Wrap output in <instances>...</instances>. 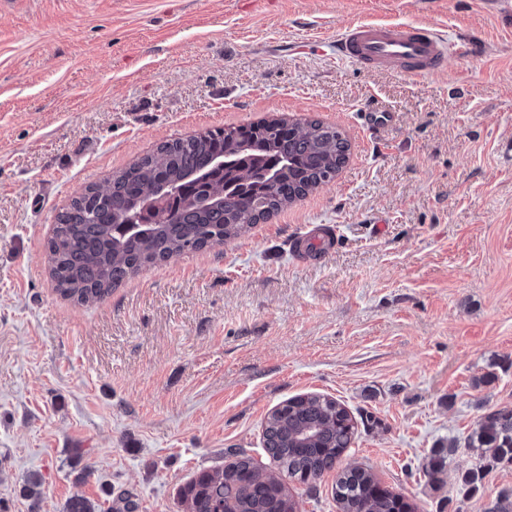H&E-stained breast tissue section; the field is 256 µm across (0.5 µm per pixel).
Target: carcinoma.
Listing matches in <instances>:
<instances>
[{
	"label": "carcinoma",
	"mask_w": 512,
	"mask_h": 512,
	"mask_svg": "<svg viewBox=\"0 0 512 512\" xmlns=\"http://www.w3.org/2000/svg\"><path fill=\"white\" fill-rule=\"evenodd\" d=\"M349 143L338 128L315 119L282 118L207 130L160 144L104 185L87 186L58 217L47 242L60 293L85 305L103 300L139 269L246 232L331 182ZM357 422L333 398L287 399L268 415L262 432L266 456L292 481L307 484L333 471L352 447ZM467 447L493 464L512 466V408L485 413ZM436 450L429 474L442 473ZM222 468L196 473L179 494L190 512H286L297 506L288 487L243 450ZM340 512H414L404 497L383 487L368 469L336 476ZM65 512H98L83 495Z\"/></svg>",
	"instance_id": "cac0c4a2"
}]
</instances>
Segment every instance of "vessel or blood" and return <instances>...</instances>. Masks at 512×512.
Segmentation results:
<instances>
[{"label":"vessel or blood","instance_id":"1","mask_svg":"<svg viewBox=\"0 0 512 512\" xmlns=\"http://www.w3.org/2000/svg\"><path fill=\"white\" fill-rule=\"evenodd\" d=\"M335 50L337 59L413 78L441 70L451 54L445 36L433 27L377 22L348 25Z\"/></svg>","mask_w":512,"mask_h":512}]
</instances>
